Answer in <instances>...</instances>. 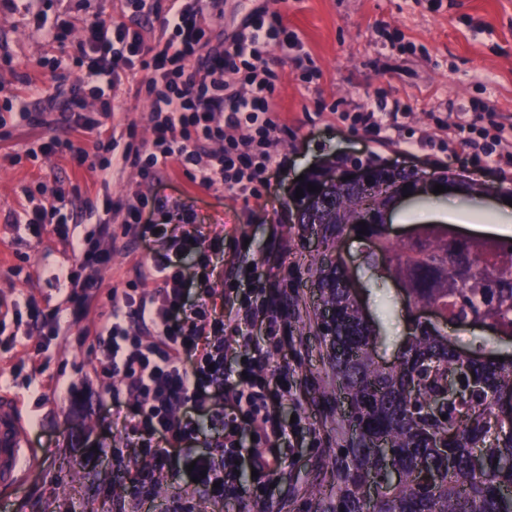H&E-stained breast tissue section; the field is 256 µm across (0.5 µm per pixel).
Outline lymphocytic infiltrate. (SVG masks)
<instances>
[{
    "label": "lymphocytic infiltrate",
    "mask_w": 512,
    "mask_h": 512,
    "mask_svg": "<svg viewBox=\"0 0 512 512\" xmlns=\"http://www.w3.org/2000/svg\"><path fill=\"white\" fill-rule=\"evenodd\" d=\"M126 6L130 21L95 18L83 28L78 57L54 58V69L82 68L83 89L71 93L57 117L67 137L40 144L41 153L70 157L75 169L96 174L105 188L127 166L148 178L176 163L192 166V178L202 187L250 192L276 166L277 124L269 101L281 76L265 56L270 47L290 45L280 35L279 15L256 10L215 43L211 36L224 18L223 0H167L162 12L148 0H126ZM155 14L162 17L163 34L148 46L142 23ZM137 74L152 107L147 149L119 147L112 105L104 100ZM92 96L101 99L100 107L90 106ZM157 207L167 226L143 223L142 206L113 204L107 194L93 200L77 187L71 197L10 213L16 236L38 239L52 231L71 246L75 262L51 277L63 286L60 304L46 310L27 296L0 309V323L21 325V337H10L9 345L32 337L39 355L49 348L42 333L69 340L79 334L81 318L96 300L98 274L113 253L157 234L165 249L149 265L136 266L128 288L109 292L111 309L94 331L99 356L93 375L111 380L112 422L132 450L115 458L127 476L125 497L138 505L158 472L185 470L199 477L214 502L256 497L279 482L280 449L293 447L306 431L301 424L286 426L280 414L282 402L296 397L287 367L273 381L264 374L273 350L294 342L286 295L266 287L265 277L253 270L248 293L233 285L216 293L212 256L223 236L183 228L178 202L161 199ZM117 217L118 233L112 230ZM221 295L231 299L229 313L237 320L267 326V338L246 333L228 340L224 317L216 313ZM246 432L254 437L253 448L240 445ZM202 443L207 451H199ZM239 466L256 469L250 486L241 484Z\"/></svg>",
    "instance_id": "f902f5d3"
}]
</instances>
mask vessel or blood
Instances as JSON below:
<instances>
[{
    "mask_svg": "<svg viewBox=\"0 0 512 512\" xmlns=\"http://www.w3.org/2000/svg\"><path fill=\"white\" fill-rule=\"evenodd\" d=\"M30 426L19 414L15 401L0 397V489L18 488L39 468L40 460L30 446Z\"/></svg>",
    "mask_w": 512,
    "mask_h": 512,
    "instance_id": "1",
    "label": "vessel or blood"
}]
</instances>
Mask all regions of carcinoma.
<instances>
[{
	"instance_id": "cac0c4a2",
	"label": "carcinoma",
	"mask_w": 512,
	"mask_h": 512,
	"mask_svg": "<svg viewBox=\"0 0 512 512\" xmlns=\"http://www.w3.org/2000/svg\"><path fill=\"white\" fill-rule=\"evenodd\" d=\"M345 167L329 162L293 199L302 230L322 236L316 311L334 312L323 333L332 385L355 409L352 436L331 461L336 485L311 495L323 512H512V408L501 406L512 395V361L480 345L460 349L443 328L416 323L391 368L380 366L373 352L383 338L356 307L342 264L327 259L338 238L360 235L365 262L400 283L406 312L434 306L449 325L512 337V244L479 255L440 224H416L398 242L386 224L363 232L358 222L371 211L383 217L386 201L342 181ZM363 167L395 192L413 185L410 172L384 171L371 159ZM450 382L457 395L433 406ZM372 487L375 498L366 494Z\"/></svg>"
}]
</instances>
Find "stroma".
<instances>
[{
    "instance_id": "obj_1",
    "label": "stroma",
    "mask_w": 512,
    "mask_h": 512,
    "mask_svg": "<svg viewBox=\"0 0 512 512\" xmlns=\"http://www.w3.org/2000/svg\"><path fill=\"white\" fill-rule=\"evenodd\" d=\"M257 7L278 12L283 27L297 37L288 52L274 47L267 55L270 68L283 74L271 101L280 123L274 133L279 165L267 182L258 184L257 195L202 188L175 163L154 182L128 167L106 190L122 202L138 191L150 200L178 201L206 230L222 233L224 256L217 263L215 288H223L227 273L239 266L254 264L279 273L290 296L296 343L276 352L266 373L275 375L281 363L289 364L299 399L283 403L282 417L301 420L310 431L296 448L283 449V479L264 504H218L201 489L189 488L187 479L164 473L136 512H169L184 492L191 495L193 512H317L308 487L334 480L328 463L347 428L336 414L328 349L314 312L309 263L319 252L318 241L300 232L291 207L298 176L337 158L445 172L482 184V193L428 194L407 202L393 215L395 227L447 223L453 204L470 215L456 226L463 234L488 238L491 225L500 223L512 230V176L473 168L462 132L444 134L435 126L439 116L478 129L493 120L496 151H512V0H224L225 30ZM32 8L74 22L75 28L66 41L52 42L26 21L23 9L0 0V113L7 120V138L0 141V302L31 294L38 302L56 305L61 298L48 274L72 265L71 248L51 234L28 244L16 242L5 218L28 194L49 201L76 184L93 197L105 190L89 177H75L68 158L33 159L26 150L60 133L51 124L59 110L49 101L59 82L53 59L77 56L82 20H122L126 13L124 0H34ZM28 75L36 77L46 95L38 109L45 112L47 125L32 126L15 117L26 98L23 79ZM139 82L136 76L127 79L114 102V133L122 145L131 138L144 145L152 141L150 103L139 94ZM396 102L401 105L400 129L388 139L351 119L361 107L388 110ZM490 187L495 190L491 196L486 193ZM359 250L352 239L343 246L361 297L388 336L380 355L389 361L406 330L400 314L403 296L362 265ZM152 251L148 245L113 254L111 266L100 273L104 295L86 311L83 328H94L110 309L107 290L127 287L134 266ZM96 357L92 339L77 335L67 344H51L40 356L28 345L0 347V392L11 396L29 419L32 447L41 462L25 485L8 493L9 512H121L125 477L96 453L100 447L122 445L106 397L108 383H94L102 401L80 416L54 389L59 382L81 385Z\"/></svg>"
}]
</instances>
